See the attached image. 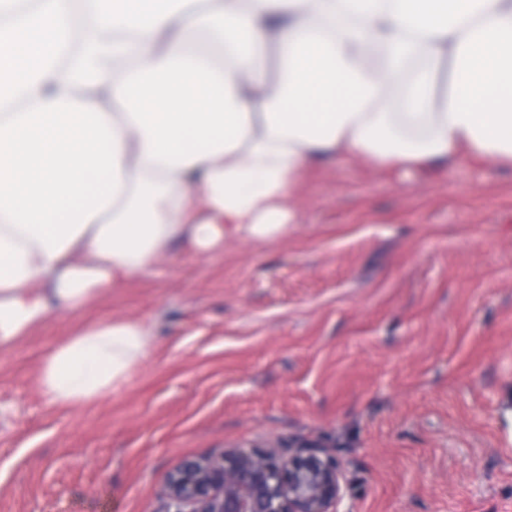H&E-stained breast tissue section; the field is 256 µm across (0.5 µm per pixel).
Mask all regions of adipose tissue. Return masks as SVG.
<instances>
[{"label": "adipose tissue", "mask_w": 512, "mask_h": 512, "mask_svg": "<svg viewBox=\"0 0 512 512\" xmlns=\"http://www.w3.org/2000/svg\"><path fill=\"white\" fill-rule=\"evenodd\" d=\"M73 0L0 8V351L91 303L173 243L285 235L314 156L414 165L466 148L512 164V0ZM209 31L214 62L197 42ZM281 49L276 82L263 50ZM109 56L133 67L103 66ZM420 59L396 104L386 84ZM452 66L447 98L433 88ZM140 321L82 328L43 358L55 403L97 401L149 354Z\"/></svg>", "instance_id": "1"}]
</instances>
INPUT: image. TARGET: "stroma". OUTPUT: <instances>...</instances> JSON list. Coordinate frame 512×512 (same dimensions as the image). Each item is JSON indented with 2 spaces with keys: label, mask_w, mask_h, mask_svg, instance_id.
<instances>
[{
  "label": "stroma",
  "mask_w": 512,
  "mask_h": 512,
  "mask_svg": "<svg viewBox=\"0 0 512 512\" xmlns=\"http://www.w3.org/2000/svg\"><path fill=\"white\" fill-rule=\"evenodd\" d=\"M285 204L281 238L175 243L0 351V512H158L184 458L307 438L341 512H512V168L333 155ZM111 320L149 325L147 358L54 404L44 355Z\"/></svg>",
  "instance_id": "35a3bbf8"
}]
</instances>
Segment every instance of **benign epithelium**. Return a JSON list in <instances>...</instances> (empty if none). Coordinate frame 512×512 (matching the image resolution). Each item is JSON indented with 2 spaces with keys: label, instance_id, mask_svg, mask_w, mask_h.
<instances>
[{
  "label": "benign epithelium",
  "instance_id": "obj_1",
  "mask_svg": "<svg viewBox=\"0 0 512 512\" xmlns=\"http://www.w3.org/2000/svg\"><path fill=\"white\" fill-rule=\"evenodd\" d=\"M342 499L336 456L300 439L180 462L159 512H340Z\"/></svg>",
  "mask_w": 512,
  "mask_h": 512
}]
</instances>
